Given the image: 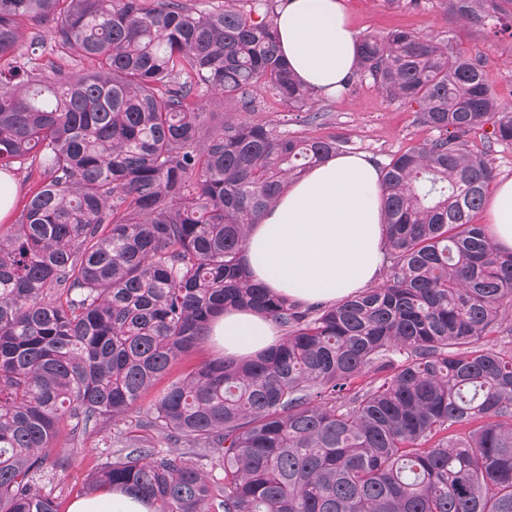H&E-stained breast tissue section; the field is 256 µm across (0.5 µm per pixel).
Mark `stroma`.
Instances as JSON below:
<instances>
[{"label": "stroma", "mask_w": 512, "mask_h": 512, "mask_svg": "<svg viewBox=\"0 0 512 512\" xmlns=\"http://www.w3.org/2000/svg\"><path fill=\"white\" fill-rule=\"evenodd\" d=\"M355 35H384L395 29H409L422 35L446 34L454 52L480 57L489 81L496 90L502 110L512 112V35L496 33L490 26L467 22L448 10V0H343ZM41 36L42 55L32 56L25 44L13 55L26 68L37 70L48 61L60 60L72 73H82L88 63L78 53L57 57L48 26H25L26 40ZM258 99L265 118L284 124L288 132L313 138L333 137L343 153H363L378 165H385L398 153L436 137V130L419 124L414 110L387 98L372 80L359 82L335 97L320 98L316 108L319 124L307 126L292 121L286 105L277 101L272 90L263 88ZM221 352L210 341H203L190 355L177 360L160 376L141 400L118 421L91 429L72 451L68 467L49 460L38 483L50 494L57 512H67L69 504L81 498L89 473L99 464L111 461L118 450V434L135 429L154 400L169 384L199 364L220 358Z\"/></svg>", "instance_id": "obj_1"}]
</instances>
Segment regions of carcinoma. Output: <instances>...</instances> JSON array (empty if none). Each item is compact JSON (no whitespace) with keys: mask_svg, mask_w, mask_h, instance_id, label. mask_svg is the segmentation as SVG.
Masks as SVG:
<instances>
[{"mask_svg":"<svg viewBox=\"0 0 512 512\" xmlns=\"http://www.w3.org/2000/svg\"><path fill=\"white\" fill-rule=\"evenodd\" d=\"M512 31V0H448ZM277 0H0V58L24 22H52L41 73L0 68V171L39 172L0 232V512H56L36 476L59 448L131 409L227 307L285 332L244 362L193 369L140 427L210 448L211 481L181 453L128 439L86 492L140 493L154 512H512V348L486 337L512 302V253L472 223L494 178L467 136L512 143L483 62L448 36L357 41L343 84L370 78L439 136L383 168L381 284L303 306L247 278V228L336 154L257 116L268 86L299 121L316 92L284 60ZM218 93L239 117L209 124Z\"/></svg>","mask_w":512,"mask_h":512,"instance_id":"obj_1","label":"carcinoma"}]
</instances>
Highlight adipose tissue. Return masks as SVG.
Segmentation results:
<instances>
[{
    "label": "adipose tissue",
    "instance_id": "1",
    "mask_svg": "<svg viewBox=\"0 0 512 512\" xmlns=\"http://www.w3.org/2000/svg\"><path fill=\"white\" fill-rule=\"evenodd\" d=\"M277 39L290 70L319 95H336L351 74L357 41L342 0H282ZM489 235L512 251V178L499 181L488 207ZM383 185L365 155L329 158L292 183L246 234L250 280L303 304L336 302L372 285L383 264ZM209 335L234 361L269 349L280 336L269 318L226 308ZM69 512H153L125 489L79 498Z\"/></svg>",
    "mask_w": 512,
    "mask_h": 512
}]
</instances>
